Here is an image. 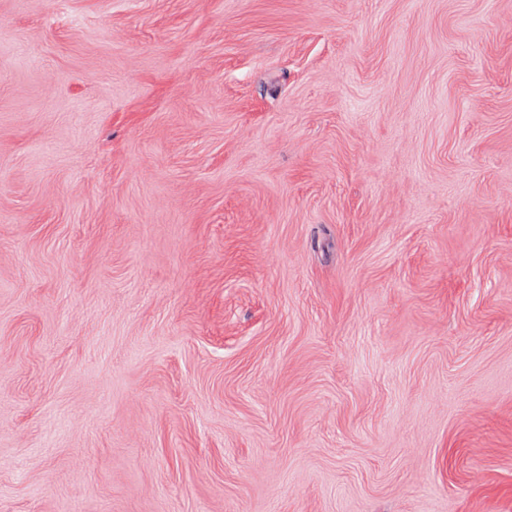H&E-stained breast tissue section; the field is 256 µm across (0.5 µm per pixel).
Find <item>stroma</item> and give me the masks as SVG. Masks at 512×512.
<instances>
[{
  "mask_svg": "<svg viewBox=\"0 0 512 512\" xmlns=\"http://www.w3.org/2000/svg\"><path fill=\"white\" fill-rule=\"evenodd\" d=\"M0 512H512V0H0Z\"/></svg>",
  "mask_w": 512,
  "mask_h": 512,
  "instance_id": "35a3bbf8",
  "label": "stroma"
}]
</instances>
